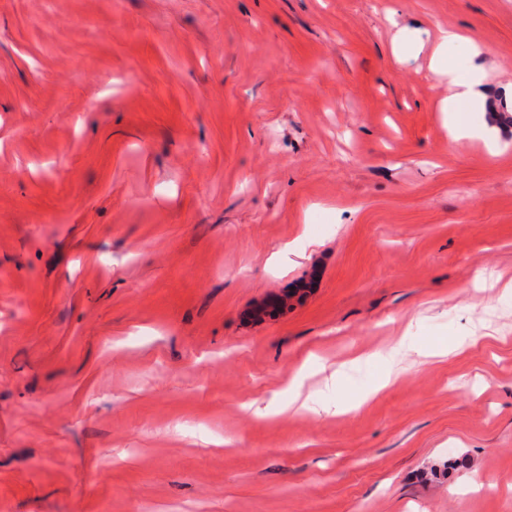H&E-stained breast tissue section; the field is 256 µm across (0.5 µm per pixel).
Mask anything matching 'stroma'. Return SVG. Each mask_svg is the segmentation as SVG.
Returning a JSON list of instances; mask_svg holds the SVG:
<instances>
[{
	"instance_id": "obj_1",
	"label": "stroma",
	"mask_w": 512,
	"mask_h": 512,
	"mask_svg": "<svg viewBox=\"0 0 512 512\" xmlns=\"http://www.w3.org/2000/svg\"><path fill=\"white\" fill-rule=\"evenodd\" d=\"M507 85L512 0H0V512H512ZM462 40L461 34L453 28L440 29L437 36V48L431 59L430 70L440 80H446L451 94L442 101V112H448L449 141L459 144L470 140L474 134L456 113L463 112L464 106L479 103L485 100L480 87L486 80L485 69L482 64L472 62L467 77H461L456 69L445 64L443 49L458 44Z\"/></svg>"
}]
</instances>
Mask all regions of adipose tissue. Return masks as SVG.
I'll return each mask as SVG.
<instances>
[{
	"instance_id": "ef3b65f1",
	"label": "adipose tissue",
	"mask_w": 512,
	"mask_h": 512,
	"mask_svg": "<svg viewBox=\"0 0 512 512\" xmlns=\"http://www.w3.org/2000/svg\"><path fill=\"white\" fill-rule=\"evenodd\" d=\"M461 39V34L455 29H440L437 36L438 50L434 52L430 66L432 73L439 80L447 82L450 90L449 97L442 102V109L448 114L449 141L453 144L472 139L473 133L462 121L460 113L463 107L483 101L481 87L486 80L483 65L472 64L468 76L463 77L454 67L445 64L442 49L458 44Z\"/></svg>"
}]
</instances>
